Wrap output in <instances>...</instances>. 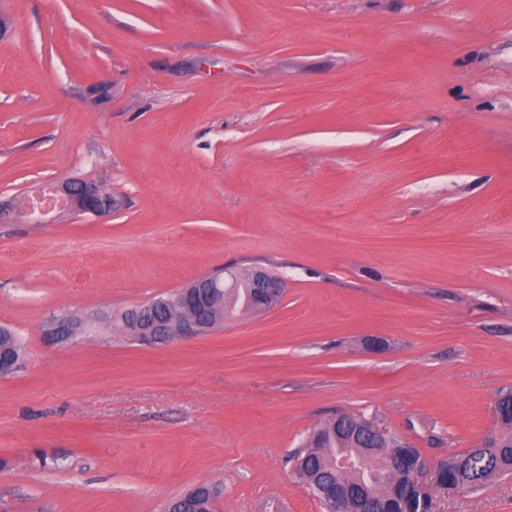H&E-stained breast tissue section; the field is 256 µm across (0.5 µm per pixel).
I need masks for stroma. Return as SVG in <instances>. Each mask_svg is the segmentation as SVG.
<instances>
[{"label": "stroma", "instance_id": "stroma-1", "mask_svg": "<svg viewBox=\"0 0 512 512\" xmlns=\"http://www.w3.org/2000/svg\"><path fill=\"white\" fill-rule=\"evenodd\" d=\"M0 512H323L292 456L340 414L429 466L512 388V0H0ZM274 308L146 346L115 314L231 268ZM84 318L46 344L43 321ZM512 512V474L436 488ZM48 187L66 201L65 210L51 214L37 210L34 197L21 193L8 203H0V222L8 223L15 216L25 218L30 224H53L62 212L90 214L104 218L112 214L116 200L102 194L98 185L81 180L49 181Z\"/></svg>", "mask_w": 512, "mask_h": 512}]
</instances>
